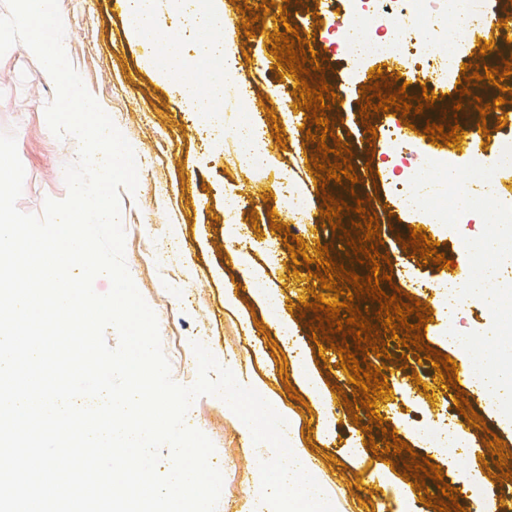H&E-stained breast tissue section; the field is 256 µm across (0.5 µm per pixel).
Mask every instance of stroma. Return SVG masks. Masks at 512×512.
I'll return each mask as SVG.
<instances>
[{
    "label": "stroma",
    "mask_w": 512,
    "mask_h": 512,
    "mask_svg": "<svg viewBox=\"0 0 512 512\" xmlns=\"http://www.w3.org/2000/svg\"><path fill=\"white\" fill-rule=\"evenodd\" d=\"M246 18L254 19L251 37L235 38L226 50L232 67L227 76L232 84V103L238 111H254L263 104L289 102L292 85L282 81L288 66L273 68L271 36L285 25L296 26L305 38L306 50L317 51L319 70L311 72L308 84L327 81L337 103L327 117L337 139L351 151L350 162L357 183L319 186L307 161L316 153L314 135L320 127L293 121L290 112L262 118L258 140L276 156L277 165L251 176H243L237 164L224 153L206 129L202 113L190 111L176 79L161 75L152 63L155 51L139 43L130 32L125 15L114 12L112 0H58L69 43V60L87 90L111 118L134 151L148 164L138 173L134 193L121 195V219L125 231L124 259L129 274L144 301L156 315L161 345L170 364L172 379L192 385L198 375L192 342L207 346L217 360H230L233 374H249L262 381L284 404L294 420L295 435L317 465V477L335 491L336 512H436L419 497L398 498L390 487L358 484L359 475L376 471L380 460L369 448L382 442L383 430L395 432L408 442V451L393 456L390 466L395 481H402L412 454L440 466L444 482L457 486L462 466L483 468L492 460L485 440L494 434L505 443L504 453L512 458V420L499 407H487L483 392L467 387L465 397L480 415L482 427L466 423L456 408V391L439 379L431 361H418L403 352L390 333L382 338L389 358H376L374 366L385 369L391 388L386 396L385 420L374 428L366 410L349 416L342 397L353 394V383L343 370L336 351L320 350L313 340L310 321L314 312L304 311L289 296L292 282H306L307 268L293 270L291 253L285 245L286 232L300 227L318 232L334 261L345 270L368 275L370 267L350 260L345 242L321 217L323 194L354 204L363 199L365 214L380 224L382 244L378 251L389 256L392 280L381 281L382 291L398 286L402 292L429 305L432 321L421 333L426 345L455 361L458 370H471L468 353L448 344L447 331L485 332L492 324L483 302L461 308L447 318L438 303L439 286L448 279L440 266L424 263L412 250L403 248L411 231L427 226L439 252L456 265H468L467 252L451 245L447 227L427 224L422 215L389 211L393 199L391 182L397 181L412 161L427 159V152L411 145L409 158L394 162L386 153L383 139L369 140L366 126L383 131L387 126L410 123L468 124L477 101H491L502 87L512 88V75L494 86L479 81L470 94L462 96L460 110L400 116L395 110L378 111L361 120V90L376 68L367 63L362 72L349 74L336 46L334 20L343 16L348 4L339 0L332 16H314L312 0H289L286 22H259V0H248ZM54 95V85L25 45L13 46L0 57V133H15L20 159L26 171L21 211L41 213L45 198L64 199L67 187L63 167L76 159L78 145L71 138L56 139L45 119V106ZM237 190L242 209L237 223L242 232L230 237L224 214V193ZM289 189L308 202L306 214H296L280 201L281 190ZM362 214V215H365ZM362 215L343 216L344 229H351ZM286 232L275 231V224ZM254 273L258 284L242 286L244 272ZM234 301H227V293ZM319 382L323 399L309 398L310 382ZM294 386L298 398H289L286 388ZM436 392L427 398L426 389ZM187 423L213 443L212 464L223 475L219 502L230 512H255V451L244 436L243 421L226 403L202 396L194 401ZM463 427L459 447L440 452L416 437L420 426Z\"/></svg>",
    "instance_id": "obj_1"
}]
</instances>
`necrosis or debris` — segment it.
<instances>
[{"mask_svg":"<svg viewBox=\"0 0 512 512\" xmlns=\"http://www.w3.org/2000/svg\"><path fill=\"white\" fill-rule=\"evenodd\" d=\"M368 9L336 23L350 71L369 59L397 62L407 75L434 78L455 72L460 47L449 30L469 31L487 24L474 0H365Z\"/></svg>","mask_w":512,"mask_h":512,"instance_id":"4bbe7bcc","label":"necrosis or debris"}]
</instances>
